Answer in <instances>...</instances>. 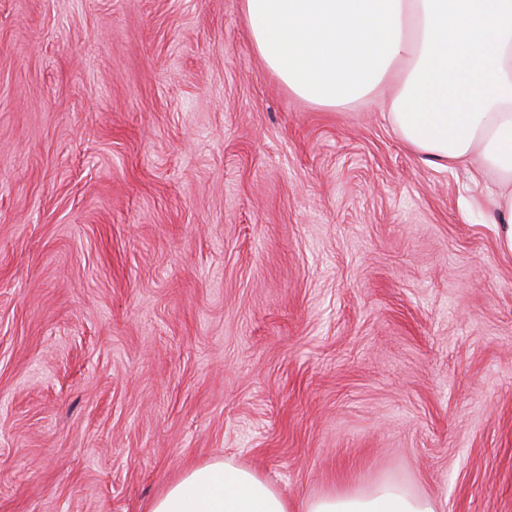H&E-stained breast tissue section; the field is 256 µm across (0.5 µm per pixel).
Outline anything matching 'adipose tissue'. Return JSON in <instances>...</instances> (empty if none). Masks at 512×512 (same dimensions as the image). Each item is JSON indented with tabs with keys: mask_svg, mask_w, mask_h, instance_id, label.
I'll return each mask as SVG.
<instances>
[{
	"mask_svg": "<svg viewBox=\"0 0 512 512\" xmlns=\"http://www.w3.org/2000/svg\"><path fill=\"white\" fill-rule=\"evenodd\" d=\"M255 52L292 94L336 109L378 98L402 142L491 177L512 251V0H242ZM149 512H438L384 482L293 504L256 470L215 459L184 471Z\"/></svg>",
	"mask_w": 512,
	"mask_h": 512,
	"instance_id": "ef3b65f1",
	"label": "adipose tissue"
}]
</instances>
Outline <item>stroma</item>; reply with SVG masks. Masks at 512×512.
<instances>
[{"instance_id": "35a3bbf8", "label": "stroma", "mask_w": 512, "mask_h": 512, "mask_svg": "<svg viewBox=\"0 0 512 512\" xmlns=\"http://www.w3.org/2000/svg\"><path fill=\"white\" fill-rule=\"evenodd\" d=\"M379 103L294 96L241 0H0V512L242 462L512 512V253Z\"/></svg>"}]
</instances>
